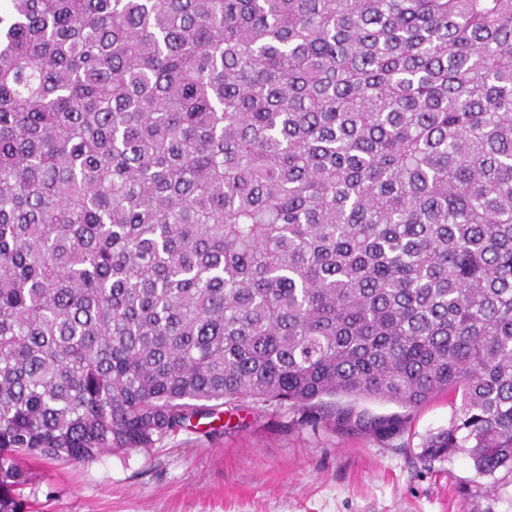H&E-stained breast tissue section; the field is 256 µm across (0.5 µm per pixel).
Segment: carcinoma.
<instances>
[{"instance_id": "cac0c4a2", "label": "carcinoma", "mask_w": 512, "mask_h": 512, "mask_svg": "<svg viewBox=\"0 0 512 512\" xmlns=\"http://www.w3.org/2000/svg\"><path fill=\"white\" fill-rule=\"evenodd\" d=\"M444 393L420 460L512 475V0H0V512L24 456Z\"/></svg>"}]
</instances>
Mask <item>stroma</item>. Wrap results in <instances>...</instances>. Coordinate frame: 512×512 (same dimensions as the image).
<instances>
[{"label":"stroma","instance_id":"stroma-1","mask_svg":"<svg viewBox=\"0 0 512 512\" xmlns=\"http://www.w3.org/2000/svg\"><path fill=\"white\" fill-rule=\"evenodd\" d=\"M451 414L436 397L390 445L285 411L196 419L148 453L35 463L28 512H512V480L485 494L490 479L468 456L418 461Z\"/></svg>","mask_w":512,"mask_h":512}]
</instances>
